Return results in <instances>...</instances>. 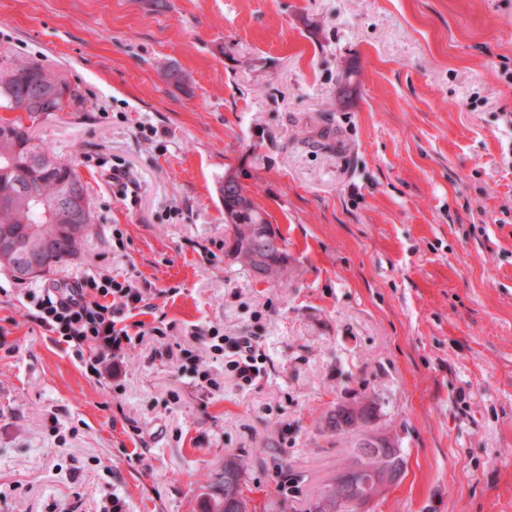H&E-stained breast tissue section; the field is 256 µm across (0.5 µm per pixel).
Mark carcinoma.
Segmentation results:
<instances>
[{
    "mask_svg": "<svg viewBox=\"0 0 512 512\" xmlns=\"http://www.w3.org/2000/svg\"><path fill=\"white\" fill-rule=\"evenodd\" d=\"M23 71L56 88L57 94L47 103L46 111L61 112L75 99L76 94L71 87L39 62L0 61L1 107L19 109L21 101L30 94V84L15 77V74ZM2 123L15 131L17 141H0V196L13 199L11 205L0 208V225L10 224L22 234L27 226L38 228V235L27 238L21 260L25 263H44L51 271L60 264L76 259L86 234L91 231V228H86L85 235L78 239L65 235L49 214L57 196L58 184L79 179L81 175L72 163L59 158L47 145L31 136L22 120L0 118ZM231 178V182L220 186L224 216L230 217L225 246L256 256L257 260L250 265L255 281L272 282L277 279L274 269L288 261L286 243L273 230L264 212L246 194L241 173H233ZM45 237L58 240V249L52 252L43 250L41 240ZM243 485L244 478L240 471H224V495L215 499L219 507L217 512H238L236 497L243 496Z\"/></svg>",
    "mask_w": 512,
    "mask_h": 512,
    "instance_id": "obj_1",
    "label": "carcinoma"
}]
</instances>
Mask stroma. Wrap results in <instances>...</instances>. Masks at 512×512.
I'll return each instance as SVG.
<instances>
[{
    "label": "stroma",
    "mask_w": 512,
    "mask_h": 512,
    "mask_svg": "<svg viewBox=\"0 0 512 512\" xmlns=\"http://www.w3.org/2000/svg\"><path fill=\"white\" fill-rule=\"evenodd\" d=\"M5 57L79 91L0 117L73 157L96 221L55 273L0 267V512H204L230 460L254 512H308L350 453L326 417L365 398L405 460L371 512H512V0H0ZM237 171L287 287L226 254ZM103 268L166 326L121 389L25 297ZM213 325L260 336L251 390L198 386Z\"/></svg>",
    "instance_id": "35a3bbf8"
}]
</instances>
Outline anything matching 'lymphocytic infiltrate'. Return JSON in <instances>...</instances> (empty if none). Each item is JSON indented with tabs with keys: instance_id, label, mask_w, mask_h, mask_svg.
Segmentation results:
<instances>
[{
	"instance_id": "f902f5d3",
	"label": "lymphocytic infiltrate",
	"mask_w": 512,
	"mask_h": 512,
	"mask_svg": "<svg viewBox=\"0 0 512 512\" xmlns=\"http://www.w3.org/2000/svg\"><path fill=\"white\" fill-rule=\"evenodd\" d=\"M150 312L143 289L132 278L106 270L44 292L36 300L34 319L67 345L86 374L106 372L117 378L131 348L145 337L163 335V328L147 321ZM207 336L213 357L223 359L225 372L239 385L252 386L264 376L259 337L228 336L217 326L209 327Z\"/></svg>"
}]
</instances>
